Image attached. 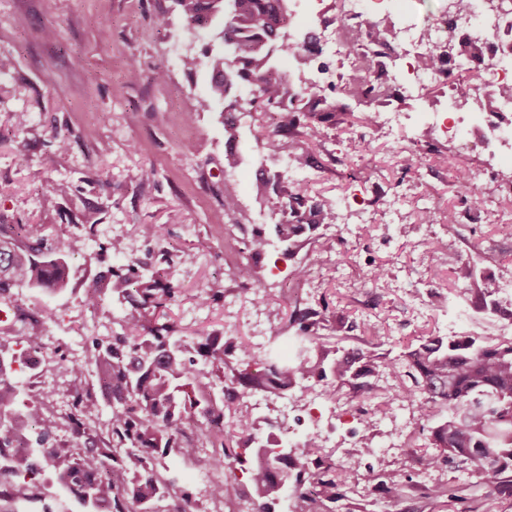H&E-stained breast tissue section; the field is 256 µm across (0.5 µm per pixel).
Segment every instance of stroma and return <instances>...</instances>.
<instances>
[{"instance_id": "35a3bbf8", "label": "stroma", "mask_w": 512, "mask_h": 512, "mask_svg": "<svg viewBox=\"0 0 512 512\" xmlns=\"http://www.w3.org/2000/svg\"><path fill=\"white\" fill-rule=\"evenodd\" d=\"M163 14L168 17L164 28L157 24ZM47 26L54 28V38L44 37ZM209 46H221L214 30L190 27L173 0H0V54L13 60L0 72V224H40L48 238L64 237L73 271L63 291L15 288L0 298L5 350L20 349L19 326L12 318L19 304L53 312L51 352L68 353L75 338L118 331L123 312L112 299L94 310L80 299L96 275L117 264L113 242L144 262L156 261L152 244L133 235L136 224L164 228L175 288L165 311L180 333L227 327L251 341L265 334L268 317L290 311L289 274L272 268L278 250L256 268L269 293L264 311L255 310L229 272L222 239L231 229L223 205L224 107L207 94L211 71L203 52ZM275 63L294 84H322L326 96L330 81L346 71L334 59L325 74L307 57L279 55ZM160 67L168 71L162 85L152 80ZM132 68L138 81L127 79ZM452 88L436 83L412 98L398 94L381 102L343 103L323 145L311 151L315 181H293L317 196L343 199L348 228L333 240V264L320 266V245L309 238L300 242L297 260L311 270L304 298L327 302L330 314L343 316L349 346L396 355L426 336L498 335L489 316L470 308L469 298L471 289L512 281V231L498 218L500 200L512 196V160L476 158L445 143L435 154L413 153L406 170L395 154L413 152L415 129L388 131L359 120L365 112L419 117L446 108ZM267 121L264 115L242 119V162L232 174L254 227L271 224L256 194L255 171L283 169L289 142L305 139L300 131L290 139L257 137L258 124ZM60 138L70 143L62 156L56 153ZM360 138L372 142L374 153L351 155V140ZM453 163L476 169L479 182L492 186L482 206L473 207L458 194L448 170ZM147 166L156 177L145 184L139 174ZM425 197L434 204L436 219L430 224L417 221ZM450 207L457 214L452 225L440 220ZM437 239L446 248L435 272L423 255ZM466 263L476 271L468 283L456 277ZM379 265L386 275L375 283L368 274ZM202 287L224 290L226 297L198 307L194 295ZM366 321L375 324L377 335H363ZM312 406L311 394L302 390L280 399L267 415L295 443L307 429ZM422 428L407 406L368 431L342 412L320 429L336 464L352 462L357 449H372L347 492L351 506L389 512L373 503L378 496L373 476L390 469L406 485L404 500L390 512H448L442 500L426 492L438 482L458 487L460 512H469L485 496L470 471L421 470Z\"/></svg>"}]
</instances>
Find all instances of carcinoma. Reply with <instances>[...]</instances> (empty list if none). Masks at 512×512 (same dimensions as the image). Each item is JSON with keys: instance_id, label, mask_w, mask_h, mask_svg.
Returning <instances> with one entry per match:
<instances>
[{"instance_id": "carcinoma-1", "label": "carcinoma", "mask_w": 512, "mask_h": 512, "mask_svg": "<svg viewBox=\"0 0 512 512\" xmlns=\"http://www.w3.org/2000/svg\"><path fill=\"white\" fill-rule=\"evenodd\" d=\"M187 22L208 29L224 19L219 32L225 54L210 58V96L225 101L227 113L246 109L278 115L275 130L287 133L302 124L305 141L288 152L292 169L305 168L309 147L324 142L326 123L335 115V100L314 89L292 84L273 64L277 54L295 52L288 23V0H174ZM389 31H374L370 43H347V52L361 59V69L341 80L334 91L343 100L375 102L391 96L374 74L381 65L382 48L392 42ZM489 37H476L460 45L435 43L421 59L431 73L448 67H464L470 79L485 83L488 63L483 60ZM286 171H268L256 181L271 228H257L249 241V255L236 249V239H224V250L239 255L233 263V279L252 301H266V287L255 278L253 260L272 246L290 257L303 236L323 224H342L341 197L319 198L289 187ZM456 187L472 204L488 195L483 185L471 180L463 167L456 168ZM224 216L239 229L244 219L235 184L224 179ZM133 232L152 243L159 264L148 265L118 247L123 264L112 267L109 277L89 286L81 302L97 308L103 294L123 310L121 332L110 340L92 338L91 355L84 361L64 355L55 360L56 370L68 380L75 395L66 423L45 413L38 403L15 408L22 392L13 364L22 356L0 350V512H68L44 491L35 477L48 469L74 502L91 512H198V500L177 479L163 476L165 459L173 454L194 462L200 451L210 449L207 462L224 469V481L212 486L205 512H225L231 499L242 491L234 473L243 441L255 436V459L248 483L259 496L247 512H274L283 500L289 512H341L344 488L358 479V467L336 470L324 448L313 437L297 449L281 443L259 447L260 423L247 399L260 395L286 397L314 382L336 402L353 392L373 405L363 411L360 424L368 431L393 416L394 407L410 404L419 418L444 416L430 428V447L419 463L426 470L446 464L476 473L492 494L512 497V339H492L473 333L431 336L415 347L391 357L362 349L336 348V357L316 359L306 352L281 360L266 352L257 371H233V360L250 361L249 343L226 333L204 336L178 334L176 325L147 319L148 311L164 307L174 286L169 252L159 224H135ZM66 241L47 245L40 224H19L9 233L0 225V295L13 288H39L56 292L66 280L51 277L68 267ZM471 306L478 312L512 318V300L497 297L493 288L473 292ZM290 327L312 343L319 330L339 332V319H330L328 306L294 302L288 324L269 323L267 335L276 339ZM222 374L217 388L203 372ZM93 371L106 382L100 395L86 388V373ZM381 370L393 372L403 382L396 388H378L368 377ZM111 411L107 437L94 442L87 437L88 421L101 404ZM30 421L26 435L30 452L17 456L7 451L23 420ZM67 427L72 440L58 439ZM379 500L395 506L404 499L405 485L394 471L374 477ZM428 494L447 499L455 508L459 496L445 484H433Z\"/></svg>"}]
</instances>
